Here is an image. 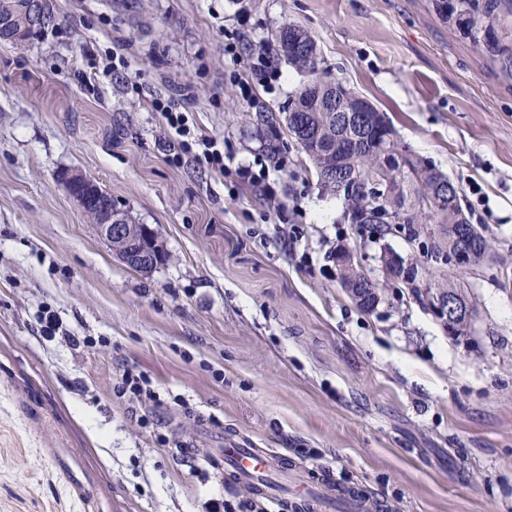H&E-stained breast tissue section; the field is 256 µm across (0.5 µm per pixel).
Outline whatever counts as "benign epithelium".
I'll list each match as a JSON object with an SVG mask.
<instances>
[{"instance_id":"1","label":"benign epithelium","mask_w":512,"mask_h":512,"mask_svg":"<svg viewBox=\"0 0 512 512\" xmlns=\"http://www.w3.org/2000/svg\"><path fill=\"white\" fill-rule=\"evenodd\" d=\"M17 12L12 15H0V39L21 40L26 37L27 30L35 23L45 24L50 17L37 13L35 6L28 0H16ZM332 104L338 116V127L343 129L332 141L320 137L300 134L297 128L299 119L292 123L275 127L276 136L283 134L298 141L304 151L310 153H336V148L343 140L350 138L358 142L372 133L377 126H385L383 113L376 111L367 99L353 93L340 83L332 85ZM372 158L376 165L390 173V177L375 186L360 185L353 178L340 180L339 193H357L366 196V207L362 211L346 215L349 224H370L373 235L380 234V226L386 224H402L407 219L418 216L416 212L398 209L393 200L400 193L404 180L418 168V158L403 149L380 152L372 150ZM60 180L65 184L68 193L90 216L97 234L112 248V251L132 270L147 273L156 268L166 259V251L157 231L147 225L140 224L124 210L112 204V196L104 191L97 181L80 172L64 171ZM448 204L446 183L441 181L436 187L424 193L420 207L438 208ZM461 225L448 227V233L458 237L461 243L452 251L448 259L449 266L458 269H479L492 264V256L485 237L474 225L468 223L464 214H459ZM407 287L421 290L424 303L432 316L446 329L456 336L471 329L475 316V306L461 288L444 295L411 280ZM350 296L373 309L379 300V288L375 280L363 275L361 283L347 287Z\"/></svg>"}]
</instances>
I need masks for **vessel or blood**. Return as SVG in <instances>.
Here are the masks:
<instances>
[{"mask_svg": "<svg viewBox=\"0 0 512 512\" xmlns=\"http://www.w3.org/2000/svg\"><path fill=\"white\" fill-rule=\"evenodd\" d=\"M224 475L229 481L252 486L256 496L274 503H287L290 512H325L327 502L337 504L340 512H378V503L362 494L337 489L328 494L326 485L332 484L331 473H323L320 484L307 482L303 475H296L295 490L289 499L281 495L267 482V475L287 471L285 457L267 448H253L244 443H232L223 451Z\"/></svg>", "mask_w": 512, "mask_h": 512, "instance_id": "vessel-or-blood-1", "label": "vessel or blood"}]
</instances>
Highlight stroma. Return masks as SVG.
<instances>
[{"label": "stroma", "instance_id": "obj_1", "mask_svg": "<svg viewBox=\"0 0 512 512\" xmlns=\"http://www.w3.org/2000/svg\"><path fill=\"white\" fill-rule=\"evenodd\" d=\"M41 3L50 24L0 41V512H206L250 491L184 451L234 439L295 463L311 449L386 512H512V63L432 0ZM287 22L311 33L327 79L456 183L495 269L424 268L404 234L345 223L292 140L269 153L256 113L286 112L308 76L281 61L278 81H256L250 55ZM104 50L114 70L88 90L85 55ZM158 97L223 144L230 170L268 166L276 198L182 151ZM64 170L155 227L168 260L126 267ZM340 246L379 280L373 310L340 284ZM388 252L421 284L462 283L471 334L384 281ZM127 368L162 406L115 396Z\"/></svg>", "mask_w": 512, "mask_h": 512}]
</instances>
